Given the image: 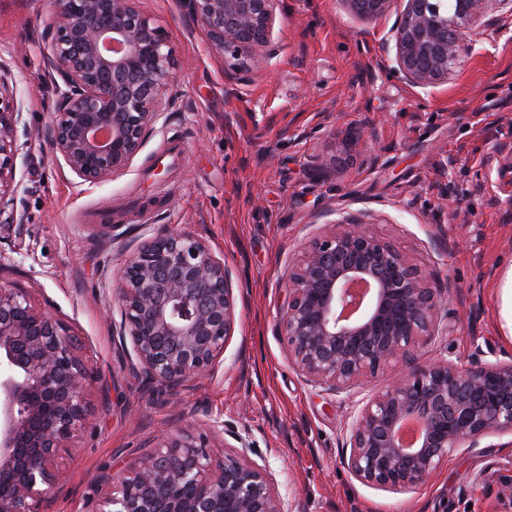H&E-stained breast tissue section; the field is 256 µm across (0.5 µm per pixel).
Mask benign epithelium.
<instances>
[{
  "label": "benign epithelium",
  "instance_id": "benign-epithelium-1",
  "mask_svg": "<svg viewBox=\"0 0 512 512\" xmlns=\"http://www.w3.org/2000/svg\"><path fill=\"white\" fill-rule=\"evenodd\" d=\"M376 21L393 0H340ZM385 40L393 70L414 87L448 81L492 6L512 0H401ZM280 0H185L190 20L224 54L228 80L244 63L271 64ZM57 95L48 133L79 179L97 184L127 168L159 121L175 58L163 28L138 0H56L45 32ZM0 67V223L14 209L23 106ZM280 325L288 359L307 382L346 393L396 359H408L433 322L438 298L423 273L356 216L313 238L290 273ZM119 336L133 369L173 389L208 373L233 336L238 295L224 263L191 233L170 226L128 257L117 278ZM93 379L77 342L21 288L0 285V512H36L62 479L63 442L89 416ZM512 435V363L463 366L446 358L414 367L376 392L349 428L351 475L390 491L431 479L448 456L491 435ZM221 457L208 439L165 432L133 462L99 512H288L270 470L249 459V435Z\"/></svg>",
  "mask_w": 512,
  "mask_h": 512
}]
</instances>
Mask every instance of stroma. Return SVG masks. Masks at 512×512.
Wrapping results in <instances>:
<instances>
[{
    "label": "stroma",
    "mask_w": 512,
    "mask_h": 512,
    "mask_svg": "<svg viewBox=\"0 0 512 512\" xmlns=\"http://www.w3.org/2000/svg\"><path fill=\"white\" fill-rule=\"evenodd\" d=\"M176 59L165 111L128 168L80 182L48 135L56 96L44 31L55 0H0V65L24 106L14 206L0 223V284L24 289L78 342L94 377L91 415L58 456L62 481L37 512H95L103 477L150 456L165 429L249 432L253 459L272 472L292 512H512V437L453 453L427 483L399 492L345 469L356 404L402 379L411 364L445 357L465 366L512 362L493 304L512 260V16L493 13L448 82L423 90L392 70L393 18L365 22L340 0H283L270 68L238 73L227 101L224 59L182 0H140ZM176 172L140 177L171 138ZM119 225L86 223L101 205ZM358 215L408 256L440 299L414 352L350 395L307 383L288 361L280 316L289 275L308 241ZM203 240L233 275L239 315L210 376L174 389L135 373L113 278L162 226Z\"/></svg>",
    "instance_id": "obj_1"
}]
</instances>
